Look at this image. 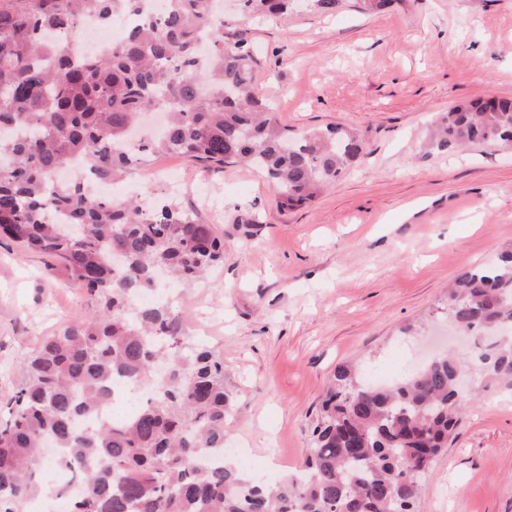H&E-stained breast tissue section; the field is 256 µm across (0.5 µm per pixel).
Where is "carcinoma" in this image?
Masks as SVG:
<instances>
[{"instance_id": "carcinoma-1", "label": "carcinoma", "mask_w": 512, "mask_h": 512, "mask_svg": "<svg viewBox=\"0 0 512 512\" xmlns=\"http://www.w3.org/2000/svg\"><path fill=\"white\" fill-rule=\"evenodd\" d=\"M214 0H0V236L56 260L92 299L89 318L43 340L0 418V512L44 491L33 461L50 438L72 456L83 489L69 512H417L429 470L448 447L465 399V370L512 385V248L463 272L448 316L475 335L473 353L441 355L381 387L336 368L313 422L305 462L275 485L247 477L224 448L232 393L224 363L187 346L171 305L141 306L155 271L183 288L224 261L214 225L172 201L154 208L88 192L55 173L77 158L83 175L118 182L136 163L179 155L222 169L247 162L281 210L314 201L363 153L337 125L294 134L254 88L257 59L224 35ZM248 16L288 13L293 0H238ZM138 16L112 49L88 57L74 32L88 14ZM59 32L52 50L44 34ZM150 110L161 134L127 150L128 128ZM512 143V98L461 102L441 114L433 145ZM153 388L140 410L92 431L78 421L109 401L112 379Z\"/></svg>"}]
</instances>
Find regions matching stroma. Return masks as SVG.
Wrapping results in <instances>:
<instances>
[{"label":"stroma","mask_w":512,"mask_h":512,"mask_svg":"<svg viewBox=\"0 0 512 512\" xmlns=\"http://www.w3.org/2000/svg\"><path fill=\"white\" fill-rule=\"evenodd\" d=\"M243 35L255 85L295 132L343 124L366 149L310 204L276 206L244 164L203 170L182 157L149 163V203L178 199L224 240V262L175 303L186 344L224 361L233 393L226 441L279 479L302 464L336 367L384 370L431 343L466 353L445 290L512 246V147L438 150L429 129L454 104L512 98V0H393L367 13L296 4L274 22L224 4ZM181 173L189 192L172 196ZM92 310L53 262L0 241V412L27 357ZM420 512H512V387L489 382L467 404L426 477Z\"/></svg>","instance_id":"35a3bbf8"}]
</instances>
